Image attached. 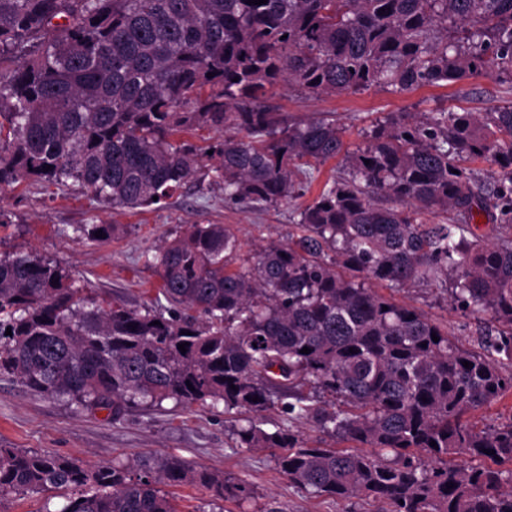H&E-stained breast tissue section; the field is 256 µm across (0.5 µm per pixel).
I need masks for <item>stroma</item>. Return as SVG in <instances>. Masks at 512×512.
Listing matches in <instances>:
<instances>
[{"instance_id": "1", "label": "stroma", "mask_w": 512, "mask_h": 512, "mask_svg": "<svg viewBox=\"0 0 512 512\" xmlns=\"http://www.w3.org/2000/svg\"><path fill=\"white\" fill-rule=\"evenodd\" d=\"M270 104L294 118L328 116L343 128L347 145L361 143L360 132L392 112L427 113L438 108L484 112L512 104V84L484 71L445 86H421L402 93L373 89L362 94L320 95L279 84L267 92ZM303 196L260 209L225 200L216 185L178 191L164 208H127L95 199L77 182L67 186L24 182L0 187V256L30 252L68 270L84 296L97 302L121 301L133 307L156 300L161 279L149 259L163 238L191 224L232 225L240 255L253 254L268 241H288L297 232L298 213L326 183L343 176L333 158L314 166ZM119 224V237L105 242L82 238L83 224ZM387 297L413 308L446 329L465 349H477L489 326L487 315L452 308L440 283H418L387 290ZM238 417L223 407L164 402L111 417L105 410L78 411L37 394L17 377L0 375V447L48 451L92 465L129 463L143 455H162L226 477L254 489L245 504L224 502V512H378L369 499L354 502L316 496L288 481L273 451L238 447Z\"/></svg>"}]
</instances>
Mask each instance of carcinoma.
I'll use <instances>...</instances> for the list:
<instances>
[{
    "instance_id": "obj_1",
    "label": "carcinoma",
    "mask_w": 512,
    "mask_h": 512,
    "mask_svg": "<svg viewBox=\"0 0 512 512\" xmlns=\"http://www.w3.org/2000/svg\"><path fill=\"white\" fill-rule=\"evenodd\" d=\"M488 69L512 82V0H0V185L72 179L99 200L158 208L211 161L224 199L260 207L303 190L305 166L341 155L346 169L300 212L297 238L252 257L226 224L164 239L150 260L164 313L90 307L60 267L0 257V373L114 417L165 401L251 412L238 446L281 449L280 471L313 494L383 512H512V419H465L512 390V239L468 238L483 215L512 224V105L390 114L353 149L335 120L266 105L281 82L397 93ZM198 128L217 134L206 148L176 139ZM479 159L500 170L489 185L465 166ZM437 280L456 308L498 324L482 351L371 288ZM305 386L332 401L296 394L281 412L352 447L264 428L272 394ZM161 484L253 495L167 457L92 466L0 448V503L62 489L57 512H177Z\"/></svg>"
}]
</instances>
